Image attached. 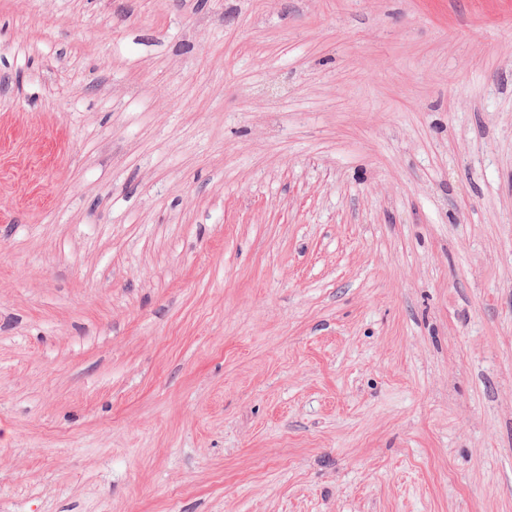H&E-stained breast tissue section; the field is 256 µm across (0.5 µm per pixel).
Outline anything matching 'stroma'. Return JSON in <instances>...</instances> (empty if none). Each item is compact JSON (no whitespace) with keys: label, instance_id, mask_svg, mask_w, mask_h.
<instances>
[{"label":"stroma","instance_id":"stroma-1","mask_svg":"<svg viewBox=\"0 0 512 512\" xmlns=\"http://www.w3.org/2000/svg\"><path fill=\"white\" fill-rule=\"evenodd\" d=\"M0 512H512V0H0Z\"/></svg>","mask_w":512,"mask_h":512}]
</instances>
